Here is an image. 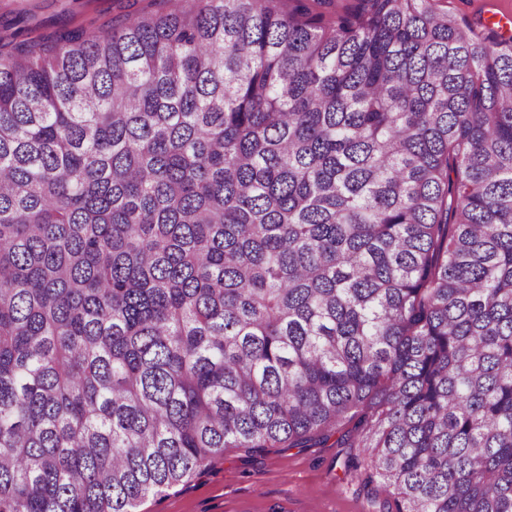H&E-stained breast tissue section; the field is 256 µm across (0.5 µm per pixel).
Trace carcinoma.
<instances>
[{"label": "carcinoma", "instance_id": "carcinoma-1", "mask_svg": "<svg viewBox=\"0 0 512 512\" xmlns=\"http://www.w3.org/2000/svg\"><path fill=\"white\" fill-rule=\"evenodd\" d=\"M443 2L0 50V512L333 436L383 512H512V36Z\"/></svg>", "mask_w": 512, "mask_h": 512}]
</instances>
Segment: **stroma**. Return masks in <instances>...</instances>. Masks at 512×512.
I'll list each match as a JSON object with an SVG mask.
<instances>
[{
    "label": "stroma",
    "instance_id": "1",
    "mask_svg": "<svg viewBox=\"0 0 512 512\" xmlns=\"http://www.w3.org/2000/svg\"><path fill=\"white\" fill-rule=\"evenodd\" d=\"M133 0H0V43L40 40L67 28L96 32L131 11ZM475 29L512 11V0H448ZM337 448H289L245 456L226 449L201 472L139 512H381L360 478L345 474Z\"/></svg>",
    "mask_w": 512,
    "mask_h": 512
}]
</instances>
